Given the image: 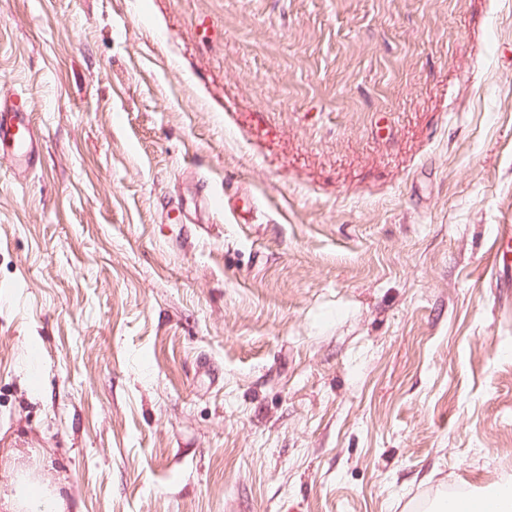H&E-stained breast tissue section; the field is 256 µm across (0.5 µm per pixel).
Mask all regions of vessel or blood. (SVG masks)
<instances>
[{
	"mask_svg": "<svg viewBox=\"0 0 512 512\" xmlns=\"http://www.w3.org/2000/svg\"><path fill=\"white\" fill-rule=\"evenodd\" d=\"M40 136L23 91L0 93V161L16 177H27L40 156ZM491 269L498 287L512 288V224L499 227V245L492 255Z\"/></svg>",
	"mask_w": 512,
	"mask_h": 512,
	"instance_id": "vessel-or-blood-1",
	"label": "vessel or blood"
}]
</instances>
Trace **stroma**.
Masks as SVG:
<instances>
[{
	"mask_svg": "<svg viewBox=\"0 0 512 512\" xmlns=\"http://www.w3.org/2000/svg\"><path fill=\"white\" fill-rule=\"evenodd\" d=\"M0 86L43 138L0 163L1 486L427 512L512 480V0H0ZM512 224L499 225V246L492 254L491 269L498 288H512Z\"/></svg>",
	"mask_w": 512,
	"mask_h": 512,
	"instance_id": "obj_1",
	"label": "stroma"
}]
</instances>
